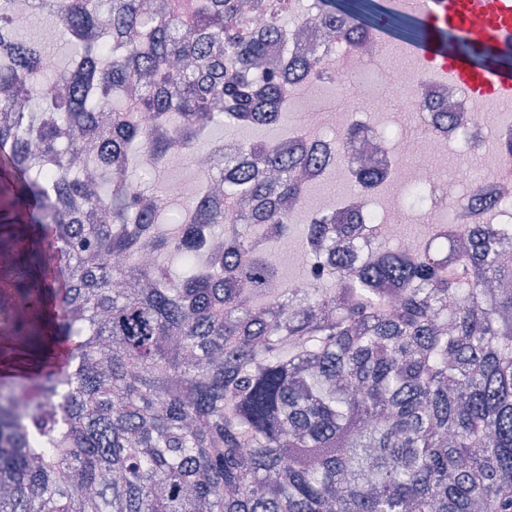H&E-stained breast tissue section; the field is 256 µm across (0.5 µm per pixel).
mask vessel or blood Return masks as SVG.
Listing matches in <instances>:
<instances>
[{"mask_svg":"<svg viewBox=\"0 0 512 512\" xmlns=\"http://www.w3.org/2000/svg\"><path fill=\"white\" fill-rule=\"evenodd\" d=\"M415 11L429 23L435 36L423 42L421 54L439 62L442 71L457 77L478 96L512 97V76L476 66L470 51L512 50V0H413ZM453 31L462 52L447 54L437 34Z\"/></svg>","mask_w":512,"mask_h":512,"instance_id":"vessel-or-blood-1","label":"vessel or blood"}]
</instances>
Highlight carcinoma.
I'll return each mask as SVG.
<instances>
[{
    "label": "carcinoma",
    "instance_id": "carcinoma-1",
    "mask_svg": "<svg viewBox=\"0 0 512 512\" xmlns=\"http://www.w3.org/2000/svg\"><path fill=\"white\" fill-rule=\"evenodd\" d=\"M108 2L34 0L81 47L47 80L0 0V363L15 365L0 374V512H512V264L494 225L436 224L352 264L335 258L336 218L315 217L314 287L274 288L288 203L324 173L321 141L295 131L211 145L223 192L201 174L162 231L169 210L132 183L134 158L193 157L212 125L276 123L294 85L336 76L309 48L256 69L292 0H252L267 16L253 32L240 0H163L160 19L154 0ZM320 2L360 50L373 5ZM17 390L36 408L61 397L59 413L18 418Z\"/></svg>",
    "mask_w": 512,
    "mask_h": 512
}]
</instances>
